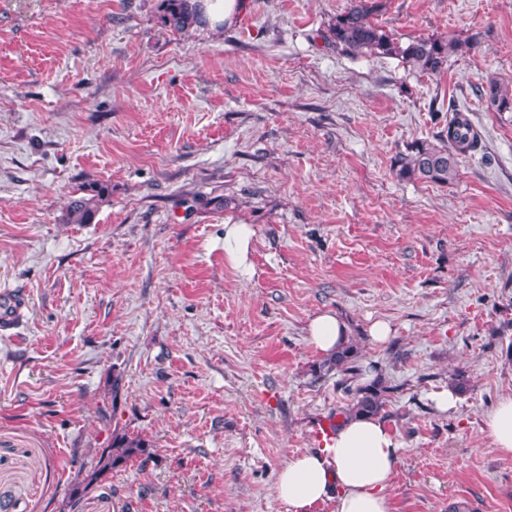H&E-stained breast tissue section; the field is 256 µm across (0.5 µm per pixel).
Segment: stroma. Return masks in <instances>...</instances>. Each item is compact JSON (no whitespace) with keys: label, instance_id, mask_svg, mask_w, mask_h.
Listing matches in <instances>:
<instances>
[{"label":"stroma","instance_id":"35a3bbf8","mask_svg":"<svg viewBox=\"0 0 512 512\" xmlns=\"http://www.w3.org/2000/svg\"><path fill=\"white\" fill-rule=\"evenodd\" d=\"M378 2L397 38L475 46L424 75L326 40L350 0H245L207 33L164 26L162 0H0V290L25 303L0 333L14 512H286L279 469L352 399L311 374L323 311L387 388L391 512H512V454L482 424L512 394V112L480 97L512 84V0ZM454 109L483 135L456 179L398 180L396 154ZM93 181V222L65 223ZM233 222L255 231L248 278L224 260ZM116 431L144 454L74 494Z\"/></svg>","mask_w":512,"mask_h":512}]
</instances>
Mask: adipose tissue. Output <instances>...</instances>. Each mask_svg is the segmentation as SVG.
Wrapping results in <instances>:
<instances>
[{"instance_id": "obj_1", "label": "adipose tissue", "mask_w": 512, "mask_h": 512, "mask_svg": "<svg viewBox=\"0 0 512 512\" xmlns=\"http://www.w3.org/2000/svg\"><path fill=\"white\" fill-rule=\"evenodd\" d=\"M203 28L233 25L244 0H189ZM254 231L248 224L224 227V259L232 267L251 272L249 262ZM347 334L344 321L330 311L311 318L309 343L323 354L335 351ZM484 429L495 448L512 453V395L502 397L485 414ZM399 459V445L384 420L377 416L343 420L319 450L287 460L275 483L287 512H317L334 502L336 512H391L387 489Z\"/></svg>"}]
</instances>
